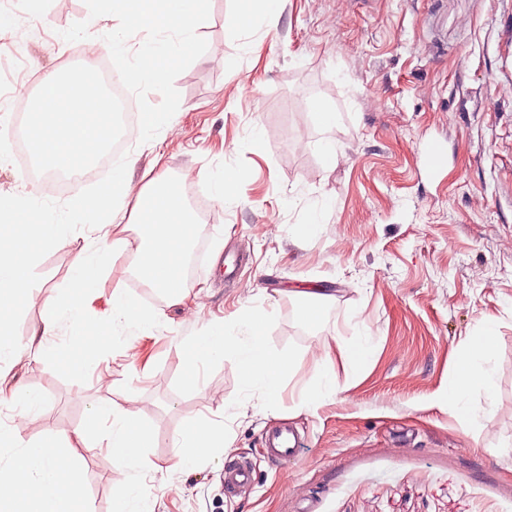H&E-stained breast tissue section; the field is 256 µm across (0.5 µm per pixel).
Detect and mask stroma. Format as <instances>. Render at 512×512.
<instances>
[{"instance_id": "1", "label": "stroma", "mask_w": 512, "mask_h": 512, "mask_svg": "<svg viewBox=\"0 0 512 512\" xmlns=\"http://www.w3.org/2000/svg\"><path fill=\"white\" fill-rule=\"evenodd\" d=\"M236 6L208 0L167 83L135 87L141 109L170 124L137 136L125 170L135 192L166 172L204 195L226 172L236 201L199 224L201 260L181 301L154 304L153 334L125 330L80 376L24 351L0 363L45 400L23 440L105 429L91 405L119 404L156 435L154 468L138 477L147 512H512V67L502 64L512 0H281L273 23L232 34ZM100 10L99 0L17 7L0 32V75L71 71L74 56L112 39ZM315 99L335 109L334 128L314 122ZM324 139L335 162L318 150ZM434 141L447 155L438 172L422 160ZM315 206L325 211L316 234H293ZM84 234L68 228L66 245L40 255L34 296L12 320L18 341L66 287ZM230 246L244 260L229 283L214 255ZM311 288L336 295L314 327L302 318ZM253 309L266 313L269 349L292 358L273 401L231 358L190 359L193 336ZM489 322L495 393L472 392L478 419L465 423L443 394L458 350ZM362 334L370 361L335 362V394L307 402L319 356ZM204 421L223 423L224 445L183 470L172 436ZM280 422L305 439L284 467L261 449ZM75 454L90 512H113L123 476L111 456ZM238 458L255 481L228 496L224 467Z\"/></svg>"}]
</instances>
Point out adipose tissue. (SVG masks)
I'll use <instances>...</instances> for the list:
<instances>
[{
	"mask_svg": "<svg viewBox=\"0 0 512 512\" xmlns=\"http://www.w3.org/2000/svg\"><path fill=\"white\" fill-rule=\"evenodd\" d=\"M107 7L114 20L113 48L123 47L128 33L162 23L177 34L173 40L156 39L138 45L129 71L130 81L137 85L163 86L167 73L161 60L182 52L207 23L206 0H107ZM26 107L34 116L28 130L33 154L51 169L84 166L94 151L103 149L112 139V97L98 86L91 69H84L75 83L61 73L45 77L36 98L27 100ZM34 209L38 210L35 195L0 197V357L17 349L10 317L33 293L32 269L39 254L67 242L66 225L83 224L88 235L74 256L68 286L49 301L40 325L26 344L34 358L56 360L79 376L106 348L110 335L127 327L148 335L156 327V315L145 311L135 296L118 286L112 291L110 321L87 317L86 300L111 275L116 257L130 255L129 269L144 283L162 291L166 298H181L185 293L182 274L196 234L195 218L180 201L175 183L163 175L148 180L134 198L124 177L118 174L101 188L96 202L76 199L64 213L40 210L38 221H28L29 211ZM140 213L146 219L136 225L135 236L119 235V227L133 223V215ZM63 321L70 331L68 346L45 347L43 337L52 335ZM263 322L262 313H246L240 320L242 333L238 336L223 324H213L193 339L190 349L200 360L232 353L245 386L260 387L273 400L279 395L291 359L267 347ZM496 346L494 326L469 337L448 379L446 399L464 419L474 417L469 405L473 388H482L488 394L494 391ZM372 353L369 338L358 336L351 346H338L336 354L320 357L316 362L320 382L310 393V402L335 393L334 358L358 366ZM0 402L19 406L12 429L0 435V446L11 450L7 474L0 477V504H9V512H88L80 465L71 453L75 444L90 448L104 443L114 468L120 472L150 465L145 450L152 447L155 434L121 406L107 402L95 407L94 416L111 421L103 438L78 429L69 435L24 443L20 432L40 414L41 395L10 384L0 371ZM174 441L177 463L188 470L211 449L223 447L224 426L196 425L178 432Z\"/></svg>",
	"mask_w": 512,
	"mask_h": 512,
	"instance_id": "obj_1",
	"label": "adipose tissue"
}]
</instances>
